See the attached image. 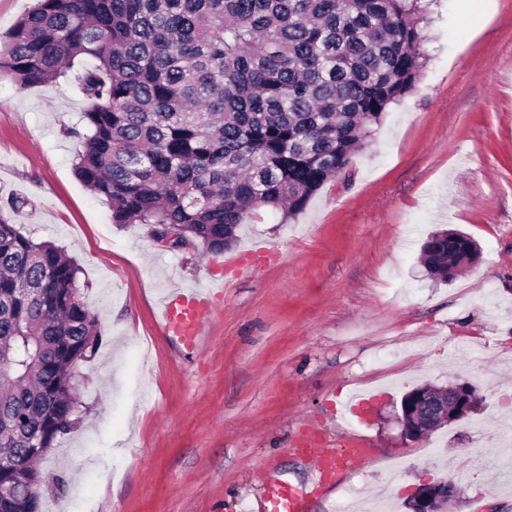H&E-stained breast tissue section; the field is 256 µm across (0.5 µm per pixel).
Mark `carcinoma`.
<instances>
[{
	"mask_svg": "<svg viewBox=\"0 0 512 512\" xmlns=\"http://www.w3.org/2000/svg\"><path fill=\"white\" fill-rule=\"evenodd\" d=\"M430 0H36L5 36L0 74L73 77L89 102L78 178L112 223L169 248L219 253L258 207L293 219L348 173L426 66ZM471 239L434 231L441 282ZM66 250L0 212V512H44L38 468L79 421L76 364L98 344Z\"/></svg>",
	"mask_w": 512,
	"mask_h": 512,
	"instance_id": "cac0c4a2",
	"label": "carcinoma"
}]
</instances>
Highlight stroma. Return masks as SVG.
Instances as JSON below:
<instances>
[{
	"mask_svg": "<svg viewBox=\"0 0 512 512\" xmlns=\"http://www.w3.org/2000/svg\"><path fill=\"white\" fill-rule=\"evenodd\" d=\"M431 18L420 81L349 174L293 220L253 211L232 265L113 224L73 171L85 100L0 76V207L24 199L12 224L66 249L100 331L80 422L41 463L66 482L46 512H242L269 471L312 482L303 442L341 448L358 429L374 460L314 512H404L426 478L457 485L448 512H512V441L495 433L512 414V0H434ZM439 228L481 250L448 283L419 260ZM177 288L220 292L193 354L162 329ZM454 381L481 411L407 445L391 419L339 408Z\"/></svg>",
	"mask_w": 512,
	"mask_h": 512,
	"instance_id": "stroma-1",
	"label": "stroma"
}]
</instances>
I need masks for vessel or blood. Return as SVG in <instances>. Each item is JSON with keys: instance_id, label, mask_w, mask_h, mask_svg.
<instances>
[{"instance_id": "b4317fda", "label": "vessel or blood", "mask_w": 512, "mask_h": 512, "mask_svg": "<svg viewBox=\"0 0 512 512\" xmlns=\"http://www.w3.org/2000/svg\"><path fill=\"white\" fill-rule=\"evenodd\" d=\"M209 307L207 297L198 293H178L168 298L162 312L163 330L183 349L196 350L200 344L201 323ZM305 456L313 463L321 486L339 489L351 479L356 467L372 458L366 437L354 433L343 448H308ZM316 488L294 485L278 475L268 476L264 492L246 512H313Z\"/></svg>"}]
</instances>
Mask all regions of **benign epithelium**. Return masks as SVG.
Here are the masks:
<instances>
[{"label": "benign epithelium", "instance_id": "7a95c632", "mask_svg": "<svg viewBox=\"0 0 512 512\" xmlns=\"http://www.w3.org/2000/svg\"><path fill=\"white\" fill-rule=\"evenodd\" d=\"M468 390L465 381L446 389H412L393 413L400 438L418 441L437 428L468 418L476 410L470 405ZM457 498L458 489L453 481L437 479L417 485L406 498V505L410 512H447L448 504Z\"/></svg>", "mask_w": 512, "mask_h": 512}]
</instances>
